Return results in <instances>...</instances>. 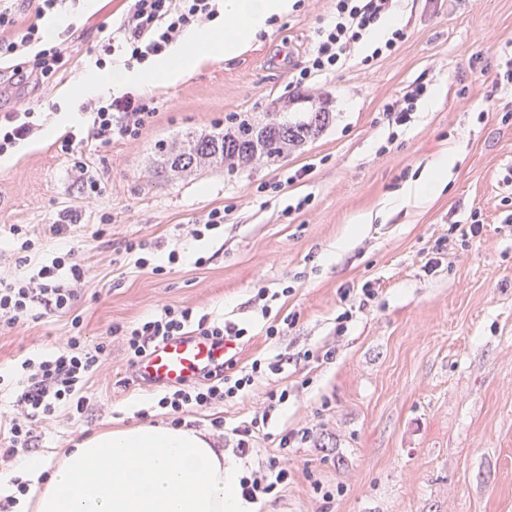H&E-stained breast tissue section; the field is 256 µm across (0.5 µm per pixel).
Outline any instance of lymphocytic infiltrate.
Returning a JSON list of instances; mask_svg holds the SVG:
<instances>
[{"instance_id":"f902f5d3","label":"lymphocytic infiltrate","mask_w":512,"mask_h":512,"mask_svg":"<svg viewBox=\"0 0 512 512\" xmlns=\"http://www.w3.org/2000/svg\"><path fill=\"white\" fill-rule=\"evenodd\" d=\"M60 0H39L34 22L20 23L11 7L0 4V61H10L11 79L39 84L51 79L60 68L66 47L63 42H46L39 21L54 12ZM218 0H127L116 34L104 36L96 63L106 66L122 60L126 66L143 65L163 55L190 27L213 21ZM395 0H336L331 20L320 26L304 67L292 74L293 85L303 86L343 67L359 44L389 17ZM158 111L155 99L126 94L97 101L87 133L97 148L111 147L113 140L132 139ZM37 127L34 111L20 109L0 120V157L28 140ZM87 275L86 266L73 253L54 257L41 265L37 274L10 281L0 279V326L14 327L34 307L48 313L70 311L77 297L76 285ZM74 332L56 350L39 361H25L27 376L16 393V409L0 434V460L9 461L21 452H34V427L54 417L61 407L84 413L90 402L85 386L110 354L108 342L88 346L73 320ZM112 335L121 338L129 364H137L153 347L173 336H208L223 340L242 338L245 329L233 323L194 317L191 308L163 306L151 318L130 326H114ZM282 358L255 359L250 367L230 371L221 365L202 380L163 391L157 404L181 425L186 414L216 403L242 397L263 374H279ZM288 480V469L277 456L266 457L257 469L239 479L241 497L255 503L272 494Z\"/></svg>"}]
</instances>
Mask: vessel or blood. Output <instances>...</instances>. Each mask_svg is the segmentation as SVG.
<instances>
[{
	"label": "vessel or blood",
	"instance_id": "1",
	"mask_svg": "<svg viewBox=\"0 0 512 512\" xmlns=\"http://www.w3.org/2000/svg\"><path fill=\"white\" fill-rule=\"evenodd\" d=\"M239 354V345L231 336L220 343L199 336H176L144 357L136 373L153 385H179L198 380L216 364L237 360Z\"/></svg>",
	"mask_w": 512,
	"mask_h": 512
}]
</instances>
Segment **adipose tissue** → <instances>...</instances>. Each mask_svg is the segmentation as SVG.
I'll list each match as a JSON object with an SVG mask.
<instances>
[{
	"label": "adipose tissue",
	"mask_w": 512,
	"mask_h": 512,
	"mask_svg": "<svg viewBox=\"0 0 512 512\" xmlns=\"http://www.w3.org/2000/svg\"><path fill=\"white\" fill-rule=\"evenodd\" d=\"M294 0H221L214 28L185 33L146 67L115 66L88 72L78 92L89 96L133 88L153 92L190 77L202 64L245 52L273 17L290 13ZM461 155L440 150L406 191L423 206L448 182ZM19 472L48 480L31 491L32 512H245L238 474L209 431L142 421L77 443L58 464L24 456Z\"/></svg>",
	"instance_id": "adipose-tissue-1"
}]
</instances>
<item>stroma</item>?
Listing matches in <instances>:
<instances>
[{"mask_svg":"<svg viewBox=\"0 0 512 512\" xmlns=\"http://www.w3.org/2000/svg\"><path fill=\"white\" fill-rule=\"evenodd\" d=\"M123 9L124 0H67L60 13L70 23L57 36L68 51L54 78L0 91V111L28 108L40 122L0 157V278L33 274L69 251L88 269L72 311L0 329V418L14 411L21 363L51 355L77 315L86 344L110 341L111 353L86 385L82 416L63 407L37 423L38 456L58 460L83 437L146 418L170 422L155 403L159 387L136 378L110 330L165 305L188 307L246 328L237 367L289 358L244 397L186 418L200 429L223 418L227 459L250 470L232 430L262 411L270 390L289 388L287 404L255 434L286 465L288 484L250 512H512V119L502 118L512 91L493 89L490 77L512 57V0H398L408 33L398 50L367 65L370 47L360 45L337 72L296 87L292 73L335 10V0H303L244 53L159 86L158 112L138 137L105 151L85 142L66 155L60 141L90 127L92 100L67 121L63 91L94 68V48ZM418 79L440 99L421 101L410 124L390 131L384 105ZM321 110L329 114L321 131L278 157L158 171L164 149L224 129L234 115L262 124ZM457 143L465 158L433 203L353 230L354 215L378 211ZM77 159L104 176L101 196L81 192ZM306 165L308 176L268 191ZM303 197V211L286 213ZM215 208L226 211L222 226L193 237ZM64 211L78 221L54 235ZM475 216L479 236L450 233ZM13 224L39 243L23 267ZM131 242L151 249V265H136ZM173 248L181 260L171 265ZM366 284L376 296L360 312L353 292ZM263 289L275 295L270 304L257 297ZM347 310L352 319L339 322ZM288 316L292 325L267 338L271 321ZM308 349L336 355L307 361ZM304 427L307 442L280 449L283 435Z\"/></svg>","mask_w":512,"mask_h":512,"instance_id":"stroma-1","label":"stroma"}]
</instances>
